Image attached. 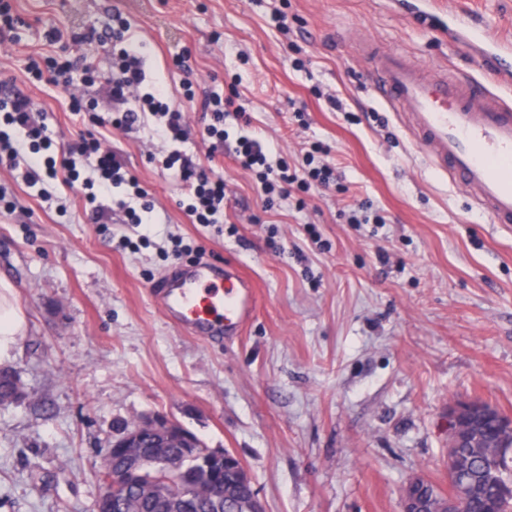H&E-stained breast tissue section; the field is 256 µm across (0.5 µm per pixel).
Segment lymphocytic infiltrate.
<instances>
[{
	"instance_id": "lymphocytic-infiltrate-1",
	"label": "lymphocytic infiltrate",
	"mask_w": 512,
	"mask_h": 512,
	"mask_svg": "<svg viewBox=\"0 0 512 512\" xmlns=\"http://www.w3.org/2000/svg\"><path fill=\"white\" fill-rule=\"evenodd\" d=\"M130 27L128 18L115 12L102 28L92 27L83 33V40L98 41L109 57L110 69L105 73L67 55L29 59L26 72L30 81L65 88L77 78L89 87L106 85L112 99V114L102 117L96 98L70 96V111L87 120L89 127L66 149L57 150L47 125L34 119L35 106L30 98L18 93L1 95L0 167L22 168L25 183L39 186L40 196L45 200L58 182L79 189L85 207L101 220L106 217L105 199L111 198L114 189L125 188L131 204L124 212L129 223L140 224L151 211L148 192L126 170L119 153L105 146L99 129L108 125L128 132L148 123L157 137L172 146L162 160L164 169L178 172L183 181L193 186L192 194L182 204L185 214L195 224L219 223L224 215L223 175L213 168L196 165L179 149L189 136L183 106L195 99L190 55L185 52L172 61L173 67L185 75L184 103L170 104L161 87L147 84L141 51L129 42ZM202 108L210 112L211 121L203 127L200 137L214 153L223 148L229 137L227 120L241 121L244 110L217 93L207 95ZM237 144L236 161L254 174L267 204H274L276 199L288 197L294 191L305 194L315 187L330 186L336 180L334 169L318 160L326 152L322 143H312L300 168L281 158L271 159L260 143L249 137H239Z\"/></svg>"
}]
</instances>
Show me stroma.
I'll list each match as a JSON object with an SVG mask.
<instances>
[{
	"label": "stroma",
	"instance_id": "obj_1",
	"mask_svg": "<svg viewBox=\"0 0 512 512\" xmlns=\"http://www.w3.org/2000/svg\"><path fill=\"white\" fill-rule=\"evenodd\" d=\"M16 39H0V91L29 97L57 144L84 125L70 89L28 81L48 30L100 69L102 47L70 32L120 12L148 80L179 100L170 66L189 50L197 96L245 108L246 134L290 164L329 148L340 185L266 208L228 140L224 221L194 224L188 187L150 163L169 146L149 130L103 127L107 144L154 203L150 229L86 214L79 192L44 201L0 168L18 200L0 210V279L27 328L8 362L26 395L0 407V512H93L101 454L120 424L165 416L206 447L234 452L266 512H402L410 478L448 487V407L474 397L512 413V224L491 223L363 83L373 45L494 88L492 65L440 26L384 0H12ZM284 15L278 29L274 10ZM306 62L292 66L294 58ZM335 96L333 109L326 101ZM306 105L308 128L294 118ZM381 224H349L359 203ZM148 244H141V237ZM232 261L254 281V316L235 341L210 343L171 325L151 291L174 268L172 241Z\"/></svg>",
	"mask_w": 512,
	"mask_h": 512
}]
</instances>
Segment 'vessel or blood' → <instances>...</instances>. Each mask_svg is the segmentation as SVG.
<instances>
[{"label":"vessel or blood","mask_w":512,"mask_h":512,"mask_svg":"<svg viewBox=\"0 0 512 512\" xmlns=\"http://www.w3.org/2000/svg\"><path fill=\"white\" fill-rule=\"evenodd\" d=\"M465 44L477 46L500 81L512 84V42L474 15L456 16ZM430 161L461 186L494 223L512 224V103L459 77H434L396 50L378 49L364 75ZM182 332L217 341L239 335L256 307V287L233 263L200 260L175 267L154 294Z\"/></svg>","instance_id":"1"}]
</instances>
